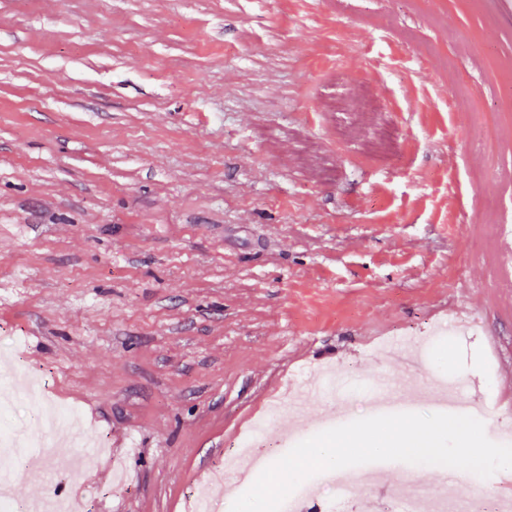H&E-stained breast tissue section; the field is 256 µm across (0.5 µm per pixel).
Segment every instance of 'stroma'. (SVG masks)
<instances>
[{
    "label": "stroma",
    "instance_id": "obj_1",
    "mask_svg": "<svg viewBox=\"0 0 512 512\" xmlns=\"http://www.w3.org/2000/svg\"><path fill=\"white\" fill-rule=\"evenodd\" d=\"M512 22L484 0H0V375L37 433L19 502L188 512L284 389L375 414L380 348L466 399L512 381ZM83 426L37 423L23 378ZM104 438L79 479L65 464ZM387 483L455 478L384 469Z\"/></svg>",
    "mask_w": 512,
    "mask_h": 512
}]
</instances>
